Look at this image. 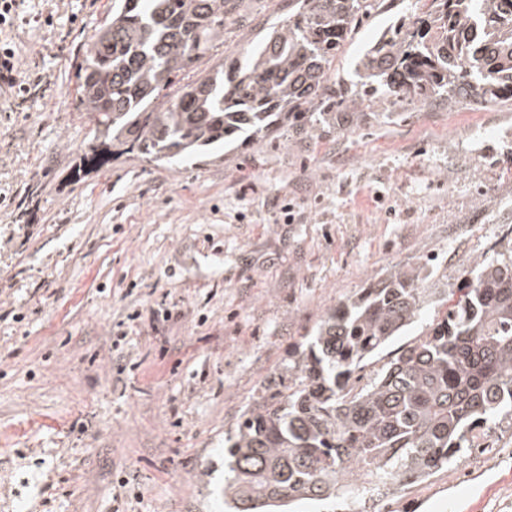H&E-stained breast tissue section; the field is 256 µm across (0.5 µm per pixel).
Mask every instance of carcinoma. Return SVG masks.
<instances>
[{"label": "carcinoma", "instance_id": "obj_1", "mask_svg": "<svg viewBox=\"0 0 512 512\" xmlns=\"http://www.w3.org/2000/svg\"><path fill=\"white\" fill-rule=\"evenodd\" d=\"M335 75L339 51L378 0H288V21L224 65V19L244 0H112L81 70L96 155L177 165L257 142L285 124L331 125L349 109L443 98L512 105V0H422ZM215 64L201 68L202 60ZM457 288L398 270L328 309L288 382L268 386L228 439L235 512L354 501L452 465L477 428L512 409V246ZM437 312L419 335L390 341ZM377 363L366 383L359 372Z\"/></svg>", "mask_w": 512, "mask_h": 512}]
</instances>
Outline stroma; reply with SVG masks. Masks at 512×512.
<instances>
[{
	"label": "stroma",
	"instance_id": "1",
	"mask_svg": "<svg viewBox=\"0 0 512 512\" xmlns=\"http://www.w3.org/2000/svg\"><path fill=\"white\" fill-rule=\"evenodd\" d=\"M387 3L341 75L417 8ZM111 6L54 0L52 26L0 31L39 83L19 112L0 94V512H224L225 440L328 309L427 262L456 287L512 242V105L414 102L196 163L90 166L79 73ZM287 16L245 0L230 50ZM356 509L512 512V415Z\"/></svg>",
	"mask_w": 512,
	"mask_h": 512
}]
</instances>
